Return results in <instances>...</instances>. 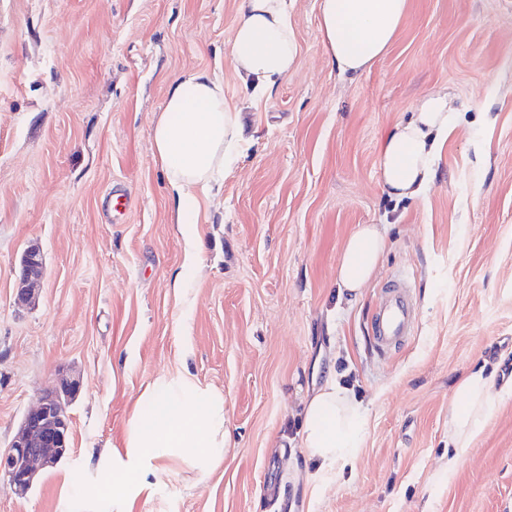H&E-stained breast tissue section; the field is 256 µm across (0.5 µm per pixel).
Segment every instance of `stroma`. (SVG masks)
<instances>
[{"mask_svg": "<svg viewBox=\"0 0 512 512\" xmlns=\"http://www.w3.org/2000/svg\"><path fill=\"white\" fill-rule=\"evenodd\" d=\"M319 2L288 0L297 64L256 97L229 62L238 0H0V449L60 375L83 379L71 456L23 497L0 477V512H512V400L448 474L459 378L512 377V0H409L354 80L326 60ZM189 70L223 82L250 138L191 225L151 137ZM432 92L459 125L424 197L392 199L381 143ZM115 188L131 196L118 219ZM360 224L386 225L389 246L342 295L336 264ZM33 242L39 299L19 306ZM398 274L418 324L380 354L368 321ZM184 369L224 395L223 465L165 459L132 501L96 495L95 454L122 447L140 395ZM333 372L367 432L354 466L316 479L301 424ZM42 269L41 250L38 245L32 244L26 248L20 260L15 294V301L18 305L23 306L35 303Z\"/></svg>", "mask_w": 512, "mask_h": 512, "instance_id": "stroma-1", "label": "stroma"}]
</instances>
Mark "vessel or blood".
<instances>
[{
	"label": "vessel or blood",
	"mask_w": 512,
	"mask_h": 512,
	"mask_svg": "<svg viewBox=\"0 0 512 512\" xmlns=\"http://www.w3.org/2000/svg\"><path fill=\"white\" fill-rule=\"evenodd\" d=\"M417 307L410 283L388 281L381 305L372 316V340L378 352L402 341L413 332Z\"/></svg>",
	"instance_id": "obj_1"
}]
</instances>
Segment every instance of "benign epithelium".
<instances>
[{
    "label": "benign epithelium",
    "instance_id": "obj_1",
    "mask_svg": "<svg viewBox=\"0 0 512 512\" xmlns=\"http://www.w3.org/2000/svg\"><path fill=\"white\" fill-rule=\"evenodd\" d=\"M42 269L41 250L32 244L20 260L15 294L18 305L36 301ZM82 387L80 379H62L23 415L14 440L8 450L0 454V473L18 495H26L39 474L56 468L70 456L71 427L65 403L76 397Z\"/></svg>",
    "mask_w": 512,
    "mask_h": 512
}]
</instances>
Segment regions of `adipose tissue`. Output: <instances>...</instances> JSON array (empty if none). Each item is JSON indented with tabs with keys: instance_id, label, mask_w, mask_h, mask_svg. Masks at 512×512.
Wrapping results in <instances>:
<instances>
[{
	"instance_id": "adipose-tissue-1",
	"label": "adipose tissue",
	"mask_w": 512,
	"mask_h": 512,
	"mask_svg": "<svg viewBox=\"0 0 512 512\" xmlns=\"http://www.w3.org/2000/svg\"><path fill=\"white\" fill-rule=\"evenodd\" d=\"M409 0H320L319 30L329 64L343 76L368 72L393 45ZM297 39L286 0H239L230 49L236 73L269 93L294 68ZM457 125L447 95L431 93L409 120L396 124L381 147V182L389 197L415 199L435 176L439 144ZM155 153L172 190L178 223L200 221L196 191L224 180L243 146L242 112L224 86L204 70L182 74L170 87L152 127ZM387 232L363 224L347 239L336 266L339 291L355 293L384 256ZM449 409L448 472L459 464L494 415L512 399V383L495 387L485 368L464 374ZM129 421L125 456H113L97 494L122 500L140 492L144 470L177 456L199 471L222 465L230 444L224 428V396L189 372L158 380L140 398ZM366 411L353 388L331 378L307 402L302 444L315 476L352 464L362 445Z\"/></svg>"
}]
</instances>
